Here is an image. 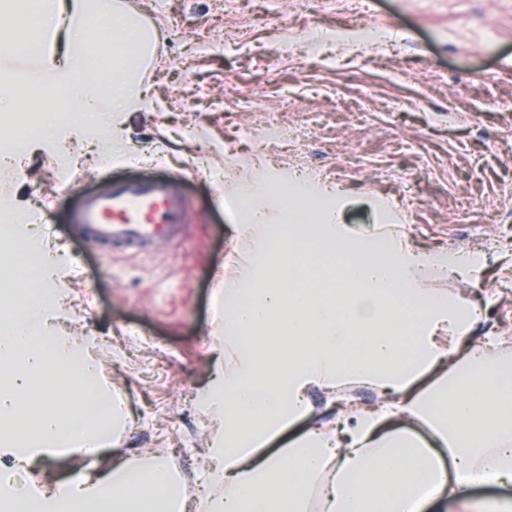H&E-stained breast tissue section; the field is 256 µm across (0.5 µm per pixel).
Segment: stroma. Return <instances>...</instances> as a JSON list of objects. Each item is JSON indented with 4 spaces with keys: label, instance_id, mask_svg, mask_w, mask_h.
<instances>
[{
    "label": "stroma",
    "instance_id": "obj_1",
    "mask_svg": "<svg viewBox=\"0 0 512 512\" xmlns=\"http://www.w3.org/2000/svg\"><path fill=\"white\" fill-rule=\"evenodd\" d=\"M151 34L145 100L130 113L131 164L102 153L59 177L54 154L23 156L5 198L33 208L70 260L65 329L95 336L104 380L125 394V452L174 455L189 487L212 431L197 406L215 366L217 272L253 259L237 226L242 187H281L303 164L340 185L358 236L399 224L417 251L477 252L481 273L423 288L461 294L473 343L512 339V0H120ZM254 89L244 109L228 87ZM295 132L268 161L270 120ZM175 177L188 202L180 242L104 254L73 230L81 198L115 179Z\"/></svg>",
    "mask_w": 512,
    "mask_h": 512
}]
</instances>
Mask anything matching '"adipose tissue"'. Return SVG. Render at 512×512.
Here are the masks:
<instances>
[{"instance_id":"adipose-tissue-1","label":"adipose tissue","mask_w":512,"mask_h":512,"mask_svg":"<svg viewBox=\"0 0 512 512\" xmlns=\"http://www.w3.org/2000/svg\"><path fill=\"white\" fill-rule=\"evenodd\" d=\"M9 12L6 46L35 40L44 51L39 79H12L0 112L31 101L53 111V90L69 112L37 140L15 136L14 153L105 135L131 159L127 114L143 100L135 60L148 56V32L117 0H11ZM297 196H238L242 236L263 240L248 273L224 280L218 367L198 397L215 439L193 491L165 456L121 453L126 403L102 383L95 338L63 333L65 260L28 225L42 262L13 256L0 272V512H446L472 486L512 483L506 340L470 344L476 310L420 286L426 267L468 276L480 258L422 255L388 229L365 243L334 207L310 208L307 185ZM354 383L378 389L383 405H351ZM315 387L336 404L330 423L316 420ZM302 421L307 430L267 450ZM46 460L85 467L53 481L36 473Z\"/></svg>"}]
</instances>
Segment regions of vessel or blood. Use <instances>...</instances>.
Segmentation results:
<instances>
[{
    "label": "vessel or blood",
    "mask_w": 512,
    "mask_h": 512,
    "mask_svg": "<svg viewBox=\"0 0 512 512\" xmlns=\"http://www.w3.org/2000/svg\"><path fill=\"white\" fill-rule=\"evenodd\" d=\"M188 205L170 182L116 181L85 196L78 206L81 234L116 253H151L158 241H179Z\"/></svg>",
    "instance_id": "1"
}]
</instances>
